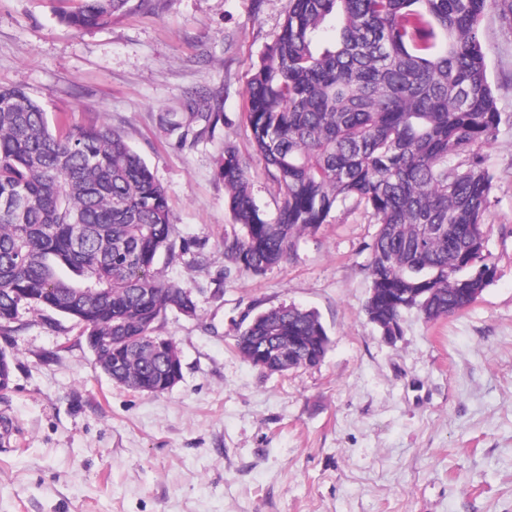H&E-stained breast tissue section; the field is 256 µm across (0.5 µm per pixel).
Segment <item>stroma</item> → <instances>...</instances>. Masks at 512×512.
<instances>
[{
	"label": "stroma",
	"instance_id": "1",
	"mask_svg": "<svg viewBox=\"0 0 512 512\" xmlns=\"http://www.w3.org/2000/svg\"><path fill=\"white\" fill-rule=\"evenodd\" d=\"M287 0H151L111 24L61 23L55 0H0V86L50 118L122 131L165 188L186 248L161 258L196 314L167 310L182 378L168 392L116 384L65 316L20 304L0 350V512H512V27L484 21L489 75L509 120L486 149L484 215L495 280L467 309L410 313L395 344L365 311L377 226L342 204L293 256L255 274L224 255L237 226L218 167L248 166L266 217L281 197L250 144L247 81ZM223 118L189 116L184 93ZM175 112L183 131L163 118ZM293 304L330 338L313 368L267 374L239 354L255 314Z\"/></svg>",
	"mask_w": 512,
	"mask_h": 512
}]
</instances>
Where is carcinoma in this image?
I'll return each mask as SVG.
<instances>
[{
	"label": "carcinoma",
	"instance_id": "carcinoma-1",
	"mask_svg": "<svg viewBox=\"0 0 512 512\" xmlns=\"http://www.w3.org/2000/svg\"><path fill=\"white\" fill-rule=\"evenodd\" d=\"M81 31L131 0H57ZM512 21V0H288L274 42L252 66L245 118L282 195L265 219L245 161L224 149L220 175L241 232L224 240L237 268L259 273L348 200L372 211L367 265L380 334L412 310L454 315L495 277L484 214L493 186L484 148L502 122L488 77L483 21ZM164 187L120 131L49 123L38 100L0 87V328L26 301L112 340L98 361L116 382L166 392L179 358L152 347L159 316L196 315L189 290L158 263L176 249ZM312 310L277 306L237 336L248 362L267 347L276 370L323 356Z\"/></svg>",
	"mask_w": 512,
	"mask_h": 512
}]
</instances>
